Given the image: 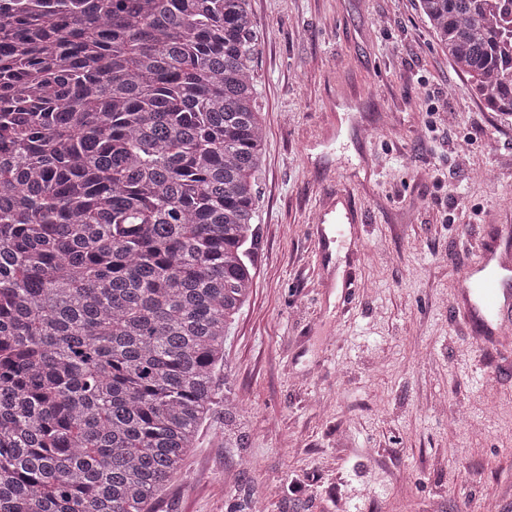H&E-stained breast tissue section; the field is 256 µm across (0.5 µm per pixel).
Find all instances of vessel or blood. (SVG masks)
Masks as SVG:
<instances>
[{
    "mask_svg": "<svg viewBox=\"0 0 512 512\" xmlns=\"http://www.w3.org/2000/svg\"><path fill=\"white\" fill-rule=\"evenodd\" d=\"M511 271L512 249L487 247L483 262L470 274V285L463 290L470 299L469 319L505 347L512 345V290L505 286V275Z\"/></svg>",
    "mask_w": 512,
    "mask_h": 512,
    "instance_id": "obj_1",
    "label": "vessel or blood"
}]
</instances>
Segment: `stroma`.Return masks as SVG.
<instances>
[{"label":"stroma","mask_w":512,"mask_h":512,"mask_svg":"<svg viewBox=\"0 0 512 512\" xmlns=\"http://www.w3.org/2000/svg\"><path fill=\"white\" fill-rule=\"evenodd\" d=\"M251 9L255 275L154 512H512V370L459 302L512 226V116L470 94L419 0Z\"/></svg>","instance_id":"1"}]
</instances>
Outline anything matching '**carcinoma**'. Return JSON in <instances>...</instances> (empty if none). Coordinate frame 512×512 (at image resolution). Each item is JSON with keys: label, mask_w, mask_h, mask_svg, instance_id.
<instances>
[{"label": "carcinoma", "mask_w": 512, "mask_h": 512, "mask_svg": "<svg viewBox=\"0 0 512 512\" xmlns=\"http://www.w3.org/2000/svg\"><path fill=\"white\" fill-rule=\"evenodd\" d=\"M512 115V0H420ZM250 0H0V512H154L254 278Z\"/></svg>", "instance_id": "cac0c4a2"}]
</instances>
